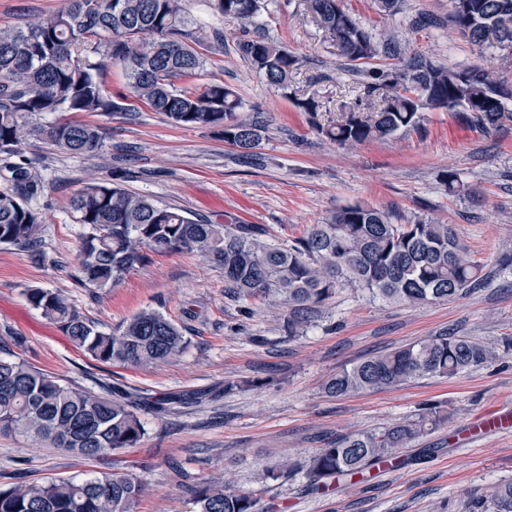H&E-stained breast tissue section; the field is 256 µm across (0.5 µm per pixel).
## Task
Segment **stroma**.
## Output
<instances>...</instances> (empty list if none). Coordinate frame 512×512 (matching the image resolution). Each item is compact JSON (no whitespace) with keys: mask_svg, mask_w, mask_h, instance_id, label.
Returning <instances> with one entry per match:
<instances>
[{"mask_svg":"<svg viewBox=\"0 0 512 512\" xmlns=\"http://www.w3.org/2000/svg\"><path fill=\"white\" fill-rule=\"evenodd\" d=\"M373 35L407 32L408 52L451 67H493L512 89V46L480 53L451 26L409 29L412 15L447 16L450 0H402L394 15L377 0H344ZM66 0H0V27L19 26L62 10ZM190 30L224 32L208 54V79L233 86L245 111L271 118L255 162L213 128L173 124L142 109L62 112L60 122L101 127L102 152L75 156L26 135L18 160L44 184L35 206L44 216L43 260L0 246V339L20 340L32 366L74 386L123 385L134 393L192 396L202 402L165 414L146 413L140 447L112 460L138 476L145 489L134 512H195V490L229 482L281 512H482L497 486L512 482V433H481L474 425L512 413V351L456 377L421 378L374 393L328 397L324 382L342 367L377 352L448 332L480 340L512 336V122L487 132L455 113L423 112L417 129L343 148L318 135L340 104L355 101L360 79L345 67L335 41L308 17L305 0H264L252 24L214 15L206 0H188ZM263 35L303 60L293 87L319 96L323 109L309 123L281 90L256 75L233 50L236 36ZM206 78V79H207ZM461 188L450 191L445 171ZM122 182L158 203L177 206L215 224L232 217L256 224L268 241L297 239L340 206L366 203L393 210L406 222L451 225L481 266L483 284L450 302L398 306L339 288L329 305L301 330L288 333V308L256 297L231 298L224 275L189 252L154 255L117 286L99 290L77 281L82 227L69 216L71 198L88 182ZM60 291L100 329L109 331L144 310H157L189 340L178 357L158 367L111 366L79 354L66 337L26 302L24 291ZM235 391L225 392V383ZM427 404L447 422L400 449L397 467H376L363 479L308 494L303 468L340 436L372 432L409 420ZM290 460L294 472L278 480L267 470ZM19 435H0V484L69 478L103 469Z\"/></svg>","mask_w":512,"mask_h":512,"instance_id":"obj_1","label":"stroma"}]
</instances>
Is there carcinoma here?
<instances>
[{
  "label": "carcinoma",
  "mask_w": 512,
  "mask_h": 512,
  "mask_svg": "<svg viewBox=\"0 0 512 512\" xmlns=\"http://www.w3.org/2000/svg\"><path fill=\"white\" fill-rule=\"evenodd\" d=\"M221 17L249 22L262 0H210ZM318 27L336 41L350 70L363 77V94L341 110L336 123L315 122L323 103L313 95L294 98L318 134L340 147L381 140L419 125L425 110L446 109L481 129L512 121L503 99L512 97L492 70L445 66L429 56L405 55L403 37L373 34L343 0H307ZM475 46L512 45V0H451L447 21ZM186 0H68V6L37 23L0 28V246L27 248L37 260L44 218L32 206L44 191L15 147L33 133L73 155L93 157L103 148L100 128L86 122H46L32 117L56 112H124L138 109L110 100L100 71L121 66L134 97L180 126L220 128L224 142L245 159L254 156L270 126L269 116L239 115L238 92L209 82L201 92L176 88L178 78L203 75L209 44L185 30ZM235 52L268 83L290 94L300 59L264 36L240 38ZM387 59L382 67H367ZM70 214L83 226L79 281L88 288L118 285L149 253H196L224 272L232 297L263 296L288 305V335L324 308L336 290L350 286L405 305L448 301L480 285V265L451 225L433 220L402 224L368 204L342 206L288 246L265 239L254 224H211L170 205H159L120 183H90L72 198ZM27 303L57 325L73 347L103 364L157 366L181 353V327L145 310L119 328L104 331L51 288L30 287ZM498 356V345L443 332L343 368L324 385L331 397L393 388L423 377L452 378ZM183 400L137 396L120 388L73 387L0 352V433L88 460L110 458L139 447L146 430L142 412H167ZM446 416L429 407L410 421L378 433H355L319 449L305 466L303 491L322 493L332 483L391 462L398 449L429 433ZM142 484L129 474L98 471L83 478H51L0 486V512H132ZM196 512H259L247 493L205 486L195 493ZM493 512H512V483L492 494Z\"/></svg>",
  "instance_id": "1"
}]
</instances>
